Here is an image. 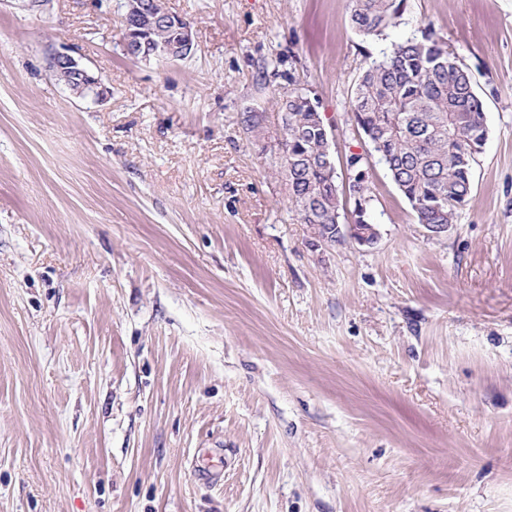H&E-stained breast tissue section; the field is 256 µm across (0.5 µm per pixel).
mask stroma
<instances>
[{"label":"stroma","mask_w":512,"mask_h":512,"mask_svg":"<svg viewBox=\"0 0 512 512\" xmlns=\"http://www.w3.org/2000/svg\"><path fill=\"white\" fill-rule=\"evenodd\" d=\"M121 3L0 0V512H512V0H406L368 39L349 0H162L181 61L127 56ZM428 27L488 126L440 234L352 118L366 56ZM267 63L338 185L367 157L374 247L293 219ZM52 62L57 70L68 74L72 82L65 86L77 96L94 94L98 98L103 96L104 89L101 82L84 64L66 53H56ZM100 88V89H99Z\"/></svg>","instance_id":"obj_1"}]
</instances>
